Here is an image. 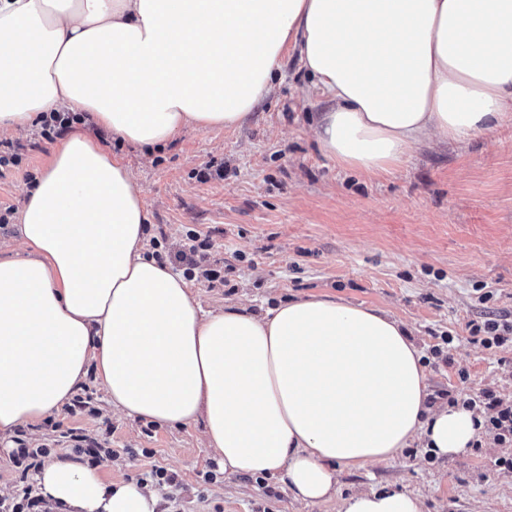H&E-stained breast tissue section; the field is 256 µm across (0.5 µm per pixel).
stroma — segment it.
Here are the masks:
<instances>
[{"instance_id": "stroma-1", "label": "stroma", "mask_w": 512, "mask_h": 512, "mask_svg": "<svg viewBox=\"0 0 512 512\" xmlns=\"http://www.w3.org/2000/svg\"><path fill=\"white\" fill-rule=\"evenodd\" d=\"M327 107L290 50L272 92L240 125L189 127L148 154L112 142L143 189L148 237L159 240L178 272L187 231L209 238V261L223 278L195 283L205 309L219 311L244 296L270 306L306 295L376 306L403 320L424 351L453 336L448 360L427 365L430 393L489 389L512 397V346L484 348L468 329L488 313L512 319V123L469 142H427L391 173L373 176L324 153L313 125ZM8 141L25 151L19 165L0 169V207L18 210L28 175L43 171L55 145L30 130L0 135ZM211 163L223 166V177L200 180ZM486 292L491 300L480 302ZM86 384L91 411L53 412L24 432L25 442L59 454L61 432L78 429L112 449L99 464L109 482L166 468L182 484L180 512H337L335 500L296 503L281 477L223 473L199 429L148 427L114 413L98 379ZM510 455L491 437L448 462L407 448L388 463L343 469L340 492L399 488L422 495L425 512H512L507 471L495 464ZM209 471L216 482H204Z\"/></svg>"}]
</instances>
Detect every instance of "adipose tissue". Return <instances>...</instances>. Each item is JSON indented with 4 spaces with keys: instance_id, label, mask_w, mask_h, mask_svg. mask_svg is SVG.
<instances>
[{
    "instance_id": "ef3b65f1",
    "label": "adipose tissue",
    "mask_w": 512,
    "mask_h": 512,
    "mask_svg": "<svg viewBox=\"0 0 512 512\" xmlns=\"http://www.w3.org/2000/svg\"><path fill=\"white\" fill-rule=\"evenodd\" d=\"M290 47L331 102L313 131L343 167L385 174L432 138L512 121V0H0V131L63 107L148 150L233 127ZM147 222L123 158L68 132L26 191L27 254L0 259V432L40 424L93 374L114 412L200 428L225 473L282 475L294 501L339 512H424L397 488L337 495L341 469L415 444L445 459L485 435L476 411L429 403L407 325L337 296L204 310L147 249ZM35 478L51 512L162 500L84 457Z\"/></svg>"
}]
</instances>
